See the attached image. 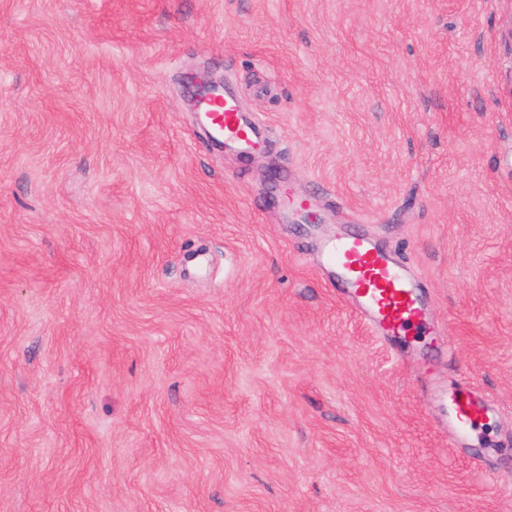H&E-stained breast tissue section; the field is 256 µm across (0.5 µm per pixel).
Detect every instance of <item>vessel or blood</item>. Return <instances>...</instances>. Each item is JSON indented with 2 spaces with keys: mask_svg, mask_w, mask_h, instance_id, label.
<instances>
[{
  "mask_svg": "<svg viewBox=\"0 0 512 512\" xmlns=\"http://www.w3.org/2000/svg\"><path fill=\"white\" fill-rule=\"evenodd\" d=\"M210 139L230 147H250L256 142V124L237 101L218 93L209 98L200 115ZM324 266L335 270L353 308L385 336H413L423 323L417 290L389 257L368 241L344 234L319 245ZM450 421L458 435H465L487 413L481 397L458 391L449 394Z\"/></svg>",
  "mask_w": 512,
  "mask_h": 512,
  "instance_id": "1",
  "label": "vessel or blood"
}]
</instances>
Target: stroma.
<instances>
[{"mask_svg": "<svg viewBox=\"0 0 512 512\" xmlns=\"http://www.w3.org/2000/svg\"><path fill=\"white\" fill-rule=\"evenodd\" d=\"M511 11L0 0V512H512ZM207 73L254 161L200 134ZM338 234L424 334L336 292ZM319 252L370 326L382 336H416L424 319L417 288L386 254L344 234L322 241ZM447 397L454 412L450 424L458 435H466L487 413L483 399L470 392L458 391Z\"/></svg>", "mask_w": 512, "mask_h": 512, "instance_id": "obj_1", "label": "stroma"}]
</instances>
